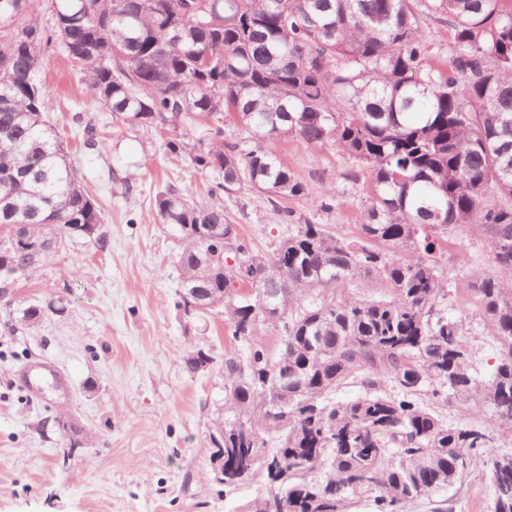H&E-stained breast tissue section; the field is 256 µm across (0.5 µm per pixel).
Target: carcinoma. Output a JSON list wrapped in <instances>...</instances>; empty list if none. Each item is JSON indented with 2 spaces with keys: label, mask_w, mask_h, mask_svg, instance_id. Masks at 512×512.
Segmentation results:
<instances>
[{
  "label": "carcinoma",
  "mask_w": 512,
  "mask_h": 512,
  "mask_svg": "<svg viewBox=\"0 0 512 512\" xmlns=\"http://www.w3.org/2000/svg\"><path fill=\"white\" fill-rule=\"evenodd\" d=\"M32 2L0 0V225L59 246L75 224L102 225L44 118L37 75L56 44L122 127L206 128L211 144L192 161L221 176L213 195L247 186L310 199L271 147L288 138L339 148L369 183L360 240L293 224L270 255L241 241L224 205L197 204L174 185L156 195L181 244L176 306L190 314L194 295L220 310L238 343L222 360L224 417L210 435V458H224L218 483L275 489L246 512H350L366 495L379 512H405L456 483L489 437L417 397L512 427V0H431L451 32L436 62L410 0H206L199 13L194 0H51L50 30ZM75 122L83 145L97 146L95 118ZM228 123L247 136L224 141ZM456 231L487 237L499 270L462 285L501 345L488 377L461 341L465 321L443 307L430 258L435 239ZM56 252L30 266L0 234V265L22 276ZM361 277L387 294L336 297ZM47 309L64 311L31 304L19 322L33 327ZM268 326L279 330L274 356L257 342ZM214 363L201 349L185 359L193 374ZM349 383L364 393L336 400ZM487 464L494 512H512V462L492 453Z\"/></svg>",
  "instance_id": "obj_1"
}]
</instances>
